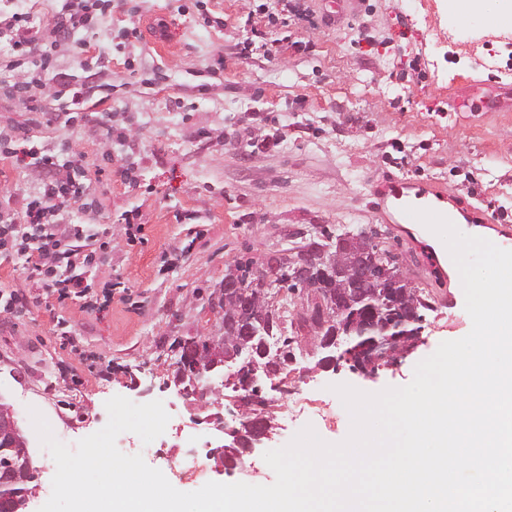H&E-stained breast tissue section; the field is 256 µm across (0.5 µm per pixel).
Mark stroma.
Listing matches in <instances>:
<instances>
[{
  "label": "stroma",
  "instance_id": "obj_1",
  "mask_svg": "<svg viewBox=\"0 0 512 512\" xmlns=\"http://www.w3.org/2000/svg\"><path fill=\"white\" fill-rule=\"evenodd\" d=\"M207 8L223 26H205L193 8L178 12L175 0H114L111 17L55 43V65L73 82L94 59L110 67L109 99L70 121L46 123L24 98L0 93V127L24 128L59 163L80 157L91 205L65 220L111 242L91 284L116 283L111 302L97 309H84L77 297L49 307L22 260L0 262V291L27 300L24 309L0 310V400L13 406L41 471L32 512L51 493L56 467L30 409L44 410L72 447L106 425L105 403L116 395L163 402L170 416L163 435L146 447L130 432L116 445L142 454L177 490L274 482L262 453L244 456L230 476L208 455L223 436L203 417L233 408L226 371L213 372L222 399L206 409L178 382L177 344L210 332L208 302L235 261L262 267L321 229L374 228L429 302L422 343L398 366L370 378L346 366L317 369L316 357L303 354L287 369L292 395L267 391L273 448L308 425L339 443L351 421L335 386L366 393L405 386L441 342L472 326L462 288L424 271L428 236L416 229L406 236L384 222L377 183L394 175L439 185L463 219L475 206L484 224L512 230V19L473 18L454 0H361L336 24L290 19L291 38L303 50L286 46L267 59L235 52L254 0H208ZM133 27L140 39L116 49L114 36ZM130 56L160 80L142 83L124 64ZM217 58L223 72L199 93L201 75ZM246 115L262 149L229 133ZM107 119L131 129L130 146L104 136ZM396 141L407 154L400 166L391 158ZM130 151L132 186L112 175ZM38 183L33 158L0 154V201L21 206ZM132 209L142 222L133 240L123 220ZM451 295L456 305H448ZM187 453L199 458V472L181 469Z\"/></svg>",
  "mask_w": 512,
  "mask_h": 512
}]
</instances>
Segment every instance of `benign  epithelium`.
I'll return each instance as SVG.
<instances>
[{
	"label": "benign epithelium",
	"instance_id": "obj_1",
	"mask_svg": "<svg viewBox=\"0 0 512 512\" xmlns=\"http://www.w3.org/2000/svg\"><path fill=\"white\" fill-rule=\"evenodd\" d=\"M291 272L286 274L283 284L294 286L292 294L300 298L297 316L307 334L311 336L313 348L310 354L320 352L323 345L321 335L325 330L336 336L334 343L340 347L337 355L321 357L317 366L324 370H338L340 362L350 365V369L365 376L373 377L383 367L393 366L406 357L420 341L422 332L421 323L424 318L415 311L404 307L398 310L394 322L401 328L408 323L415 325L410 333V340L403 348L395 347L389 340L368 341L352 349L349 347L351 336H363L374 329L372 322L368 321L358 328L341 321L343 300L348 298V289L338 288L332 290L325 287V281L311 276L310 259L289 260ZM355 277L372 284L376 293L386 295L397 285L404 282V278L397 267L386 263H375L366 269L357 266L350 267ZM274 273L267 268L253 269L252 284H247L234 274L224 276V283L219 288V299L211 308V313L224 309V304L233 302L240 307L257 308L259 306L273 312L276 310L270 290L274 288L271 279ZM247 339L238 338L233 343L224 341L222 336H194L181 342L182 357L179 367L185 376L190 378V393L199 399L208 395L220 398L219 390L209 383V373L219 366H230L241 363V369L234 372V388L242 394L234 400V405L240 417L244 418V425L237 428H228L224 425V418L219 414H212L204 419H197V424H211L224 435L225 444L212 449L210 455L217 459L218 468L222 472H232L237 468L242 457L253 453L258 448L274 439V424L266 416L270 407V400L262 395L260 381L270 379L273 374L259 364L247 350ZM0 446L15 448L19 451L21 464L0 465V512H19L27 509L34 496V492L23 491L17 496L7 492V489L27 482L30 476H38V469L32 465L28 450V440L18 426L14 411L7 404L0 405Z\"/></svg>",
	"mask_w": 512,
	"mask_h": 512
}]
</instances>
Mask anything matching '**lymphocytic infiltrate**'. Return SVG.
<instances>
[{"instance_id": "lymphocytic-infiltrate-1", "label": "lymphocytic infiltrate", "mask_w": 512, "mask_h": 512, "mask_svg": "<svg viewBox=\"0 0 512 512\" xmlns=\"http://www.w3.org/2000/svg\"><path fill=\"white\" fill-rule=\"evenodd\" d=\"M111 2L65 0L61 10L38 30L29 26L26 14L21 12L0 21V38L12 44L15 58L11 65L22 71L19 89L29 103L40 104L43 90L50 83L56 86L57 97L66 100L73 110L97 102L107 85L104 70L89 71L80 87L71 88L66 74L56 71L46 47L104 19ZM29 152L37 156L43 176L36 194L23 203L24 223H17L11 206L0 205V258L24 256L30 277L48 288L58 303L88 296L90 286L75 269L80 264L96 265L98 253L106 252L108 245L103 242L97 250L84 251V243L92 236L83 224L68 225L61 233L56 230L59 216L84 206L88 198L81 161L75 158L61 164L54 154L40 152L35 146Z\"/></svg>"}]
</instances>
